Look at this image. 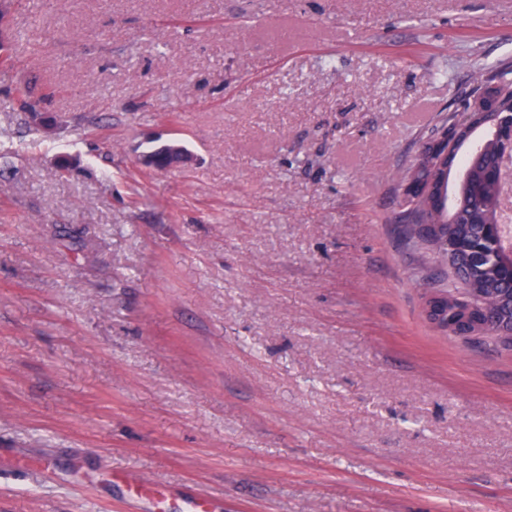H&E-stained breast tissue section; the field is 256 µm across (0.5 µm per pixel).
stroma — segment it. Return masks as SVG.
<instances>
[{"mask_svg": "<svg viewBox=\"0 0 512 512\" xmlns=\"http://www.w3.org/2000/svg\"><path fill=\"white\" fill-rule=\"evenodd\" d=\"M0 37V512H512V349L426 321L395 178L512 0H5Z\"/></svg>", "mask_w": 512, "mask_h": 512, "instance_id": "35a3bbf8", "label": "stroma"}]
</instances>
